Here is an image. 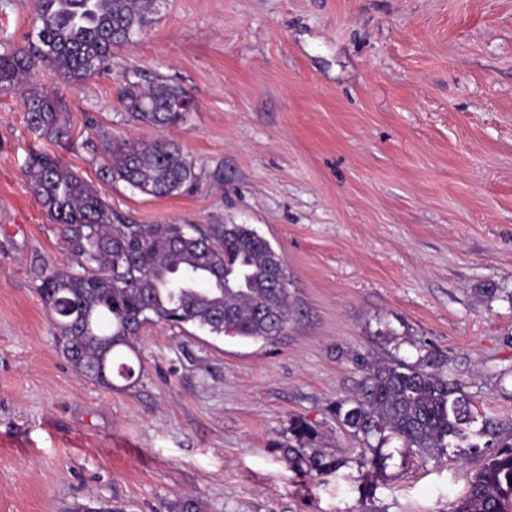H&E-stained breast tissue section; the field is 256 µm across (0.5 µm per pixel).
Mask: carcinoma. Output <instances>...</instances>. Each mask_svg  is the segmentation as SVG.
I'll return each instance as SVG.
<instances>
[{
	"instance_id": "cac0c4a2",
	"label": "carcinoma",
	"mask_w": 512,
	"mask_h": 512,
	"mask_svg": "<svg viewBox=\"0 0 512 512\" xmlns=\"http://www.w3.org/2000/svg\"><path fill=\"white\" fill-rule=\"evenodd\" d=\"M36 29L26 45L0 55V92L29 86L46 66L68 82L84 81L107 68L112 54L132 43L157 13L159 0H34ZM186 92L164 79L147 85L125 80L119 102L129 116L165 129L182 125L187 113L170 105ZM26 122L38 136L71 139L70 119L57 98L28 89ZM102 169L152 197L180 190L196 178L194 161L165 138L139 141L96 132ZM28 184L46 215L60 225L73 265L32 266L36 292L57 329L58 348L83 376L107 387L112 372L134 384L136 352L146 323L191 324L216 336L274 341L292 314L288 286L269 287L281 275L274 247L246 224L115 223L112 208L93 186L59 158L31 154ZM430 355L419 365L375 362L365 366L358 396L336 402L345 426L369 443L362 464L378 472L396 438L401 456L435 458L451 448L489 449L467 494L450 512H512V437L502 438L491 419L478 420L462 385L432 371ZM284 446L298 469L324 474L340 462L311 448L317 429L301 417L291 421ZM377 444H370V440Z\"/></svg>"
}]
</instances>
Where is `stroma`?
I'll use <instances>...</instances> for the list:
<instances>
[{
  "label": "stroma",
  "instance_id": "obj_1",
  "mask_svg": "<svg viewBox=\"0 0 512 512\" xmlns=\"http://www.w3.org/2000/svg\"><path fill=\"white\" fill-rule=\"evenodd\" d=\"M33 18V0H0V54ZM158 78L192 96L184 125L120 106L125 80ZM34 85L74 141L37 137L22 93L0 92V512H170L187 495L203 512H449L465 496L482 457L404 461L391 442L371 477L335 406L363 362L430 350L512 434V0H165L109 69L69 84L41 68ZM97 126L179 142L195 180L155 198L104 175ZM35 151L125 220L251 225L285 259L287 329L148 323L137 384L78 373L32 281L34 260L70 261L27 185ZM298 416L337 470L289 463Z\"/></svg>",
  "mask_w": 512,
  "mask_h": 512
}]
</instances>
